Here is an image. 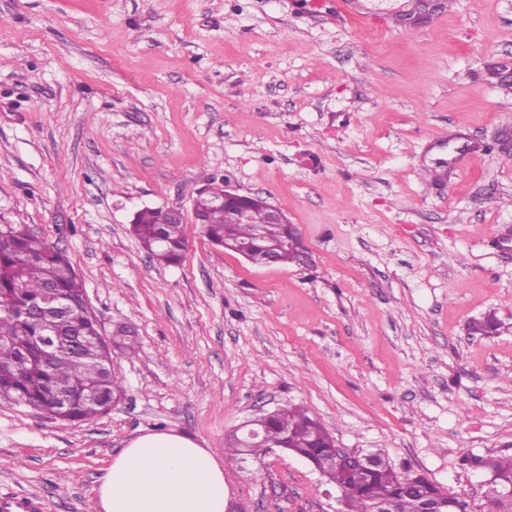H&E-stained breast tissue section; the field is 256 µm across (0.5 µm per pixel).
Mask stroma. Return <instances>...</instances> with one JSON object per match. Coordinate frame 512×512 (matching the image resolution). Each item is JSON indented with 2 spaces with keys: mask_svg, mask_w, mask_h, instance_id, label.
Returning a JSON list of instances; mask_svg holds the SVG:
<instances>
[{
  "mask_svg": "<svg viewBox=\"0 0 512 512\" xmlns=\"http://www.w3.org/2000/svg\"><path fill=\"white\" fill-rule=\"evenodd\" d=\"M0 0V224L64 250L121 391L89 421L0 399V496L96 512L149 432L216 458L291 404L482 507L466 455L512 454V0ZM230 184L308 259L212 246L197 190ZM181 208L180 264L131 234ZM494 315L497 331L467 325ZM227 512H338L306 461L228 463Z\"/></svg>",
  "mask_w": 512,
  "mask_h": 512,
  "instance_id": "obj_1",
  "label": "stroma"
}]
</instances>
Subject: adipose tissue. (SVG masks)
I'll list each match as a JSON object with an SVG mask.
<instances>
[{
	"instance_id": "1",
	"label": "adipose tissue",
	"mask_w": 512,
	"mask_h": 512,
	"mask_svg": "<svg viewBox=\"0 0 512 512\" xmlns=\"http://www.w3.org/2000/svg\"><path fill=\"white\" fill-rule=\"evenodd\" d=\"M228 500L214 454L174 432L132 439L97 489L101 512H227Z\"/></svg>"
}]
</instances>
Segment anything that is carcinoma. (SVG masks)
I'll return each mask as SVG.
<instances>
[{
    "label": "carcinoma",
    "mask_w": 512,
    "mask_h": 512,
    "mask_svg": "<svg viewBox=\"0 0 512 512\" xmlns=\"http://www.w3.org/2000/svg\"><path fill=\"white\" fill-rule=\"evenodd\" d=\"M195 216L203 235L218 247L248 243L257 252L280 248L287 236L284 224L267 222L266 210L256 207L247 224H228L224 209L196 198ZM142 247L160 264H179L184 258V224L170 221L162 209L144 208L132 224ZM85 291L65 252L32 234L24 224H0V397L40 412L50 420L87 421L105 412L118 383L112 373L115 346L136 353L128 331L101 338L95 318L84 307ZM489 315L469 324L471 335L496 330ZM47 336L58 345L51 358L42 346ZM258 437L235 431L226 440V460L242 454L259 459L268 450L287 445L288 452L321 468L335 441L308 412L288 406L278 415L261 416L252 426ZM249 443L244 448L243 443ZM367 465L346 461L322 475L340 491L341 512H368L373 504L394 512H474L472 505L445 492L419 474L402 475L381 456ZM463 464L496 474L500 487L485 497L488 512H512V455L465 457Z\"/></svg>",
    "instance_id": "cac0c4a2"
}]
</instances>
